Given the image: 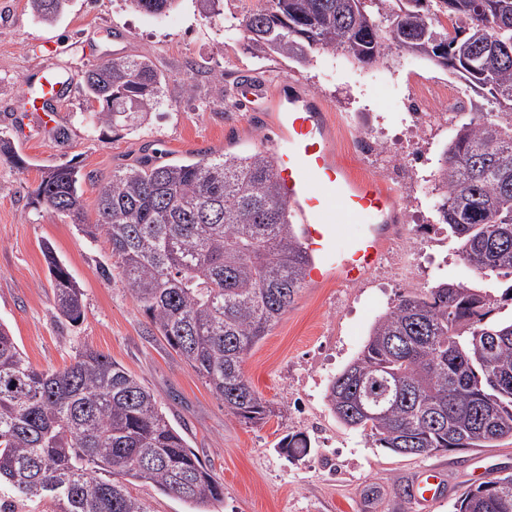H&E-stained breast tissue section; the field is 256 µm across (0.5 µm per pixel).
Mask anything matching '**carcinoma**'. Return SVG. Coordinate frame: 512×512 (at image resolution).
Instances as JSON below:
<instances>
[{"instance_id":"carcinoma-1","label":"carcinoma","mask_w":512,"mask_h":512,"mask_svg":"<svg viewBox=\"0 0 512 512\" xmlns=\"http://www.w3.org/2000/svg\"><path fill=\"white\" fill-rule=\"evenodd\" d=\"M147 16L177 0H124ZM257 59L307 66L341 52L373 65L394 48L420 55L487 92L501 119L462 124L432 181L437 221L461 260L512 276V0H266L231 24ZM165 76L147 57L87 70L82 94L93 122L135 131L163 101ZM90 175L68 160L43 172L34 201L105 237L115 274L161 337L224 403L261 423L270 404L244 360L294 303L308 258L273 156L250 151L160 163L145 155L112 172L86 223ZM57 321L73 326L83 293L49 245ZM481 288L441 281L408 293L373 323L360 354L334 377L327 405L337 421L396 454L401 448H482L512 440V320L494 321ZM483 336L498 343L486 349ZM278 449L308 451L301 434ZM495 495L468 487L456 512H512V474ZM213 512L224 484L190 448L155 393L91 348L67 366L38 369L0 324V512H152L130 486Z\"/></svg>"}]
</instances>
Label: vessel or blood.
<instances>
[{
    "label": "vessel or blood",
    "mask_w": 512,
    "mask_h": 512,
    "mask_svg": "<svg viewBox=\"0 0 512 512\" xmlns=\"http://www.w3.org/2000/svg\"><path fill=\"white\" fill-rule=\"evenodd\" d=\"M233 91L247 111L275 115L274 173L309 256L308 277L332 274L340 283H357L381 257L384 228L399 221L394 194L380 181L355 179L336 160L325 106L292 80L281 79L267 93L242 80ZM344 224L360 225L361 230L341 238ZM446 489V479L428 471L414 481L411 498L430 507Z\"/></svg>",
    "instance_id": "vessel-or-blood-1"
}]
</instances>
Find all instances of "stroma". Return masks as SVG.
Returning <instances> with one entry per match:
<instances>
[{
  "instance_id": "stroma-1",
  "label": "stroma",
  "mask_w": 512,
  "mask_h": 512,
  "mask_svg": "<svg viewBox=\"0 0 512 512\" xmlns=\"http://www.w3.org/2000/svg\"><path fill=\"white\" fill-rule=\"evenodd\" d=\"M263 0H224V13L208 17L196 0H180L169 15L135 13L123 0H73L58 23L33 18L27 0H0V132L25 162L0 157V323L29 361L60 369L75 352L92 347L142 379L159 397L169 419L224 484L218 512H422L408 492L432 469L448 481L434 512H455L463 490L512 472V441L489 448L401 457L376 447L363 433L342 426L325 392L362 350L375 320L399 295L441 281L463 282L496 299L495 318L512 317L508 277H484L464 264L446 230L433 226L434 203L421 186L398 187L401 224L390 230L381 262L359 284L335 277L306 281L281 320L247 355L245 373L274 413L250 424L228 415L223 402L158 336L118 278L101 273L105 239H87L30 194L50 166L70 159L107 180L114 169L144 155L158 161L198 160L210 152L270 151L273 119L235 106L227 91L239 76L276 84L288 77L319 95L338 160L360 179H386L385 167L358 159L354 135L372 133L401 163L430 175L459 125L482 111L452 112L442 96L448 71L411 53L392 50L379 63L360 66L344 54L318 56L300 67L285 60L260 63L242 33L228 34L225 16L241 15ZM145 56L167 77L158 112L134 132L90 124L80 88L85 71L107 58ZM66 72L72 92L57 104L51 123L28 111L33 80ZM432 95V112L418 119L420 133L406 131L403 105L409 91ZM50 244L84 292V318L65 326L54 318V293L42 253ZM300 433L310 453L291 459L276 444Z\"/></svg>"
}]
</instances>
